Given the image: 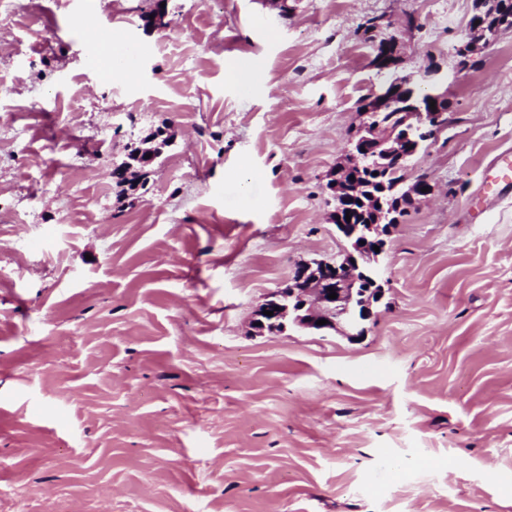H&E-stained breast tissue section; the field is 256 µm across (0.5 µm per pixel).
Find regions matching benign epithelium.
Wrapping results in <instances>:
<instances>
[{"label": "benign epithelium", "instance_id": "7a95c632", "mask_svg": "<svg viewBox=\"0 0 512 512\" xmlns=\"http://www.w3.org/2000/svg\"><path fill=\"white\" fill-rule=\"evenodd\" d=\"M376 66L381 70H390L398 66V42L393 36L381 39L377 46ZM416 81V76L395 75L381 92L373 94L367 102V112L396 111L403 116V131L388 137L390 146L385 154L398 162L408 161L411 154L403 152L402 143L414 132L429 141L436 137L448 123V100L443 94L432 95L436 109H430V102L422 100H404L398 91ZM378 149L376 132L365 128V134L355 143V151L366 161ZM338 230L352 241L351 251L341 260H315L299 268L292 283L269 294L267 300L256 313L255 331L266 330L283 332L287 323L317 331L334 330L338 325L345 327L346 335L356 338L364 335L365 321L373 316L371 301L358 295L356 284L364 278L378 286L380 256L385 252L382 238L376 224H339ZM379 247L378 255L367 251L369 245ZM336 293L334 299L328 298ZM271 311L273 315L263 314ZM326 324L319 325L317 321Z\"/></svg>", "mask_w": 512, "mask_h": 512}]
</instances>
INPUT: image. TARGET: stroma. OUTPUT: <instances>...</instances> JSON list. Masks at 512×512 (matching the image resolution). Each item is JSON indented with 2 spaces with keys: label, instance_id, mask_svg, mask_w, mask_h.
I'll return each instance as SVG.
<instances>
[{
  "label": "stroma",
  "instance_id": "1",
  "mask_svg": "<svg viewBox=\"0 0 512 512\" xmlns=\"http://www.w3.org/2000/svg\"><path fill=\"white\" fill-rule=\"evenodd\" d=\"M154 5L0 0V512H512V28L484 44L475 0ZM376 16L399 74L441 67L406 175L434 193L385 237L364 336L254 334L346 246L328 182L387 80ZM398 42L393 36L381 39L377 46L376 66L381 70H391L398 66Z\"/></svg>",
  "mask_w": 512,
  "mask_h": 512
}]
</instances>
